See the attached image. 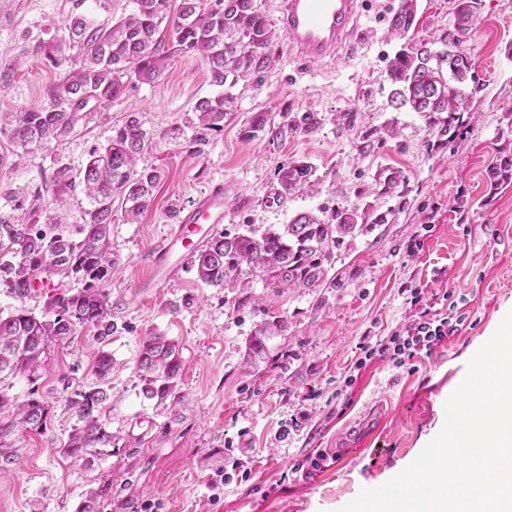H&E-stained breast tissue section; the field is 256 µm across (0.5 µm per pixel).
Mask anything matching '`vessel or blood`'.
I'll return each instance as SVG.
<instances>
[{
    "label": "vessel or blood",
    "mask_w": 512,
    "mask_h": 512,
    "mask_svg": "<svg viewBox=\"0 0 512 512\" xmlns=\"http://www.w3.org/2000/svg\"><path fill=\"white\" fill-rule=\"evenodd\" d=\"M366 0H278V20L288 44L305 59L336 58ZM224 221V190L214 187L179 213L177 222L151 259L150 287L160 288L178 277L184 252L202 243Z\"/></svg>",
    "instance_id": "obj_1"
}]
</instances>
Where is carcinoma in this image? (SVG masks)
Wrapping results in <instances>:
<instances>
[{"label":"carcinoma","instance_id":"1","mask_svg":"<svg viewBox=\"0 0 512 512\" xmlns=\"http://www.w3.org/2000/svg\"><path fill=\"white\" fill-rule=\"evenodd\" d=\"M454 21L440 36V47L427 44L400 46L387 61L386 78L391 85L395 109L407 108L419 115L433 138L430 152L448 149L461 135L474 98L481 91L468 53L461 52L475 34L482 0H455ZM133 9L110 27L73 9L61 33L24 47L13 57H0V87L10 83L19 59L38 56L61 70L58 83L48 89L47 102L15 112L0 125V134L25 152L41 148L69 134L83 114L106 106L126 94L133 83L157 82L177 58L206 65L213 93L198 99L188 119V151L200 156L215 132L224 130V118L232 110L231 89L252 73L263 72L277 61L276 34L256 0H180L176 11L170 0H132ZM418 0H399L390 19V33L403 40L414 24ZM74 52L80 66H69ZM284 121L271 130L276 137H311L324 124L320 113L283 111ZM269 117L257 112L242 130L253 140L265 130ZM396 134L395 125L363 131L355 147L362 156L376 153ZM154 140L133 114L118 126L110 144L91 155L82 177L77 179L64 166L52 174V203L60 205L76 184H82L90 200L88 219L78 237L51 232L49 224L0 215V294L21 306L0 315V375H22L29 388L24 397L0 390V472L15 462L17 436L22 431L41 432L51 415L50 405L39 393L44 354L53 342L69 340L79 330L93 334L100 343L116 330L106 283L115 264L112 258V216L121 210L134 223L147 211L161 173L140 168L137 161L153 148ZM492 187L512 185V153L499 149L488 169ZM322 182L316 167L306 160L281 164L276 183L262 199L267 206H281ZM405 172L385 166L375 175L374 185L361 190L374 198H405ZM388 223V213L368 202L363 208L303 211L278 230L261 234L252 229L228 230L209 238L191 260L198 281L213 287L243 291L260 280L276 293L290 289L318 288L326 282L331 251ZM82 284L76 291L63 282ZM54 287L47 293L44 310L36 315L22 306L34 292ZM280 320L263 322L249 339L255 356L265 352V338L282 330ZM141 391L148 400L163 403L179 400L184 364L180 346L162 333L143 337L137 358ZM93 372L99 385L75 390L65 398V407L75 418L60 453L74 461L91 463L110 454L116 442L106 414V387L112 372V354L100 349Z\"/></svg>","mask_w":512,"mask_h":512}]
</instances>
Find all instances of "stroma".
<instances>
[{
	"label": "stroma",
	"mask_w": 512,
	"mask_h": 512,
	"mask_svg": "<svg viewBox=\"0 0 512 512\" xmlns=\"http://www.w3.org/2000/svg\"><path fill=\"white\" fill-rule=\"evenodd\" d=\"M398 0H375L361 16L365 38L333 63H307L279 42L272 69L239 82L235 104L204 153L189 156L167 131L191 117L212 91L205 65L172 62L153 84H134L124 97L89 114L63 140L22 153L0 135V214L13 205L7 190L40 193L52 208L50 177L58 166L81 175L93 149L106 146L129 113H138L156 144L140 166L163 172L152 206L139 223L112 219L117 260L107 290L116 332L107 344L87 331L51 344L40 393L53 407L46 428L20 437L9 472L0 476V512H76L82 495L101 491L99 512H336L364 487L388 481L438 434L444 403L462 381L486 332L512 307V188L491 191L487 168L512 133V0H483L468 45L483 89L463 137L441 153L427 151L431 133L415 113L391 107L384 69L399 50L388 35ZM72 0H0V54L49 39ZM452 0H418L416 41L436 39L453 22ZM56 70L23 62L0 92V114L46 102ZM322 113L311 137L254 140L241 131L253 113L280 121L284 109ZM341 112L357 128H338ZM394 123L397 134L373 155L360 156V130ZM314 164L316 192L281 207L261 203L278 165ZM405 170V199H377L388 223L333 251L328 284L277 294L253 282L239 292L198 282L190 265L159 290H141L149 258L178 211L212 186L224 187V221L216 232L278 229L298 212L363 207L362 186L376 170ZM471 201L455 212L457 196ZM418 243L409 251L410 243ZM424 287L458 331L431 356L401 367L373 359L358 366L364 337H386L410 316L405 289ZM285 321L267 351L249 363L246 341L267 314ZM151 332L175 340L184 363L179 403L144 399L137 371L140 341ZM112 355L108 425L118 445L88 465L63 458L59 445L74 419L64 407L73 390L98 379L100 348Z\"/></svg>",
	"instance_id": "35a3bbf8"
}]
</instances>
